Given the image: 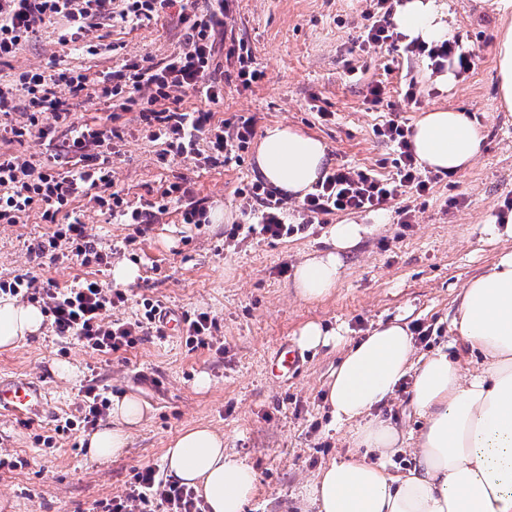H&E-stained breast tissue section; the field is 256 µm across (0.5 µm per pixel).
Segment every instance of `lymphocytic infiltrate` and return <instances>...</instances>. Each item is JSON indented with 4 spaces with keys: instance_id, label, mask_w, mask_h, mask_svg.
<instances>
[{
    "instance_id": "obj_1",
    "label": "lymphocytic infiltrate",
    "mask_w": 512,
    "mask_h": 512,
    "mask_svg": "<svg viewBox=\"0 0 512 512\" xmlns=\"http://www.w3.org/2000/svg\"><path fill=\"white\" fill-rule=\"evenodd\" d=\"M230 2L207 0L206 9L200 11L178 0H0V63L14 57L46 22H61L59 41L66 46L82 41L96 21L117 19L137 25L178 8L184 28L179 50L157 63L132 62L102 73L94 81V96L115 112L138 109L143 129L150 141L160 143L162 157L191 155L207 166L226 165L248 148L255 136L253 120L231 123L215 119L211 111L187 107L182 94L192 92L210 104L223 101V85L209 78L221 54L234 61L236 78L243 87L262 80L263 73L255 67L244 41L234 40L222 48L216 43L229 16ZM392 16V0H373L372 9L363 13L362 46L387 47L427 58L436 74L449 69L461 78L473 69L474 52L463 50L457 40L431 46L415 40L404 42ZM89 82L87 75L59 67L53 60L45 67L0 81V121L18 110L24 115L22 122L10 125L11 141L22 144L35 139L54 149L47 162L0 153V223L15 224L29 211H39L44 223L54 227L46 242L40 243L39 255L51 258L62 250L81 266L105 267L111 262V253L98 249L81 221L71 218V205L91 197L99 210L134 225L140 235L149 231L158 206H130L111 190L112 150L123 138L119 127L109 121L92 125L72 121L70 102L89 90ZM62 84L68 88V97L57 92ZM375 133L393 147L392 174L339 165L304 196L302 220L296 224L286 222L282 198L258 179L237 191L243 215L257 224L260 234L273 239L305 232L320 216L336 213L392 209L399 223L411 224L415 209L398 205V198L425 195L435 177L418 163L405 124L389 119ZM0 293L39 304L56 336L105 355L128 350L161 331L158 304L147 299L135 320L112 319L113 310L125 305V293L87 277L61 288L53 281L41 283L26 274L1 275ZM109 407L105 387L94 382L83 385L78 415L65 418L54 432L64 437L82 425L95 427ZM89 512L205 509L192 488L160 476L156 467L148 465L134 469L123 495L95 501Z\"/></svg>"
}]
</instances>
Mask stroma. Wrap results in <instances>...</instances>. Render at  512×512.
<instances>
[{
  "instance_id": "1",
  "label": "stroma",
  "mask_w": 512,
  "mask_h": 512,
  "mask_svg": "<svg viewBox=\"0 0 512 512\" xmlns=\"http://www.w3.org/2000/svg\"><path fill=\"white\" fill-rule=\"evenodd\" d=\"M444 2L454 16L456 39L476 54L468 77L448 88L425 80V60L358 46L365 0H235L227 29L249 46L263 80L243 88L222 63L214 77L224 85L223 102L211 106L193 94L184 96L188 106L212 109L220 119L254 118L260 132L274 123L298 127L324 141L335 166L374 167L388 157L390 145L374 129L389 112L411 125L434 108H463L480 122L483 140L471 167L434 183L413 224L395 223L391 211L355 214V222L370 231L344 254L341 279L323 299H300L293 274L307 256L326 250L327 230L341 222V215L326 216L288 239L242 229L237 240L225 241V228L242 221L235 190L256 175L254 150L224 166L207 167L190 156L165 162L160 144L146 138L138 110L121 113L124 138L112 157L113 191L137 206L157 201L160 185L184 179L210 221L199 227L182 223L178 204L171 203L138 238L132 225L101 214L89 199L78 201L87 233L112 252L113 264H130L140 272L126 287V305L113 315L131 319L146 298L183 312L205 311L216 323L213 344L192 348L181 334L152 336L107 356L60 338L47 326L17 348L0 350V377L23 375L46 385L54 408L53 415L34 422L0 413V454L25 461L12 471L0 469V512H86L93 501L123 494L133 468L162 466L170 442L196 425L223 432L225 448L256 470V491L245 512H302L303 485L352 447L346 428L332 423L327 399L341 348L299 349L300 369L281 383L268 372L282 345L296 346L304 324L339 328L350 343L378 323L400 317L407 325L434 330L429 345L415 344V357L440 348L451 358L467 357V350L453 344L456 299L471 277L501 251L512 250V237L491 244L484 232L504 201L512 199V112L498 100L495 32L502 14L497 0ZM60 30L57 23L42 25L0 66V78L11 79L54 58L91 74L127 61L156 63L183 43L172 13L134 28L102 21L91 34L115 49L94 56L61 45ZM409 74L423 88L413 108L400 98ZM378 82L389 105L385 113L370 109L366 100ZM50 230L33 211L19 223L0 224V274L27 272L62 287L84 277L85 267L70 259L52 264L30 253V245ZM59 363L69 364L72 375L57 376ZM203 373L211 380L205 391L195 385ZM92 378L113 395H132L149 406L131 428L123 453L106 461L91 457L84 430L50 448L41 442L52 435L56 414H75L79 391ZM410 399V388H397L371 415L401 432L418 431L421 420Z\"/></svg>"
}]
</instances>
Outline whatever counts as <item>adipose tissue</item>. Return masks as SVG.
Masks as SVG:
<instances>
[{
	"mask_svg": "<svg viewBox=\"0 0 512 512\" xmlns=\"http://www.w3.org/2000/svg\"><path fill=\"white\" fill-rule=\"evenodd\" d=\"M407 39L453 38L440 0H403L394 18ZM499 100L512 112V21L502 22L495 47ZM412 144L426 168L463 171L477 155L482 130L468 111L435 108L414 124ZM257 172L282 192L301 198L328 165L326 144L288 125L267 126L256 153ZM343 221L328 230L325 251L298 265L294 286L304 300L328 296L338 285L343 256L367 234ZM40 307L0 297V348L11 349L41 331ZM455 340L480 354L471 367L447 352L414 358L401 320L378 325L350 344L328 383L330 413L349 425L355 447L387 456L406 438L371 410L412 376L411 406L422 419L414 440L416 466L394 475L362 459L334 461L304 487L307 512H512V251L501 253L457 298ZM145 416L131 395L112 400V420L89 439L93 455L109 459L126 447L128 431ZM170 475L203 496L206 512H244L258 476L224 448L223 433L207 426L184 430L167 448Z\"/></svg>",
	"mask_w": 512,
	"mask_h": 512,
	"instance_id": "ef3b65f1",
	"label": "adipose tissue"
}]
</instances>
